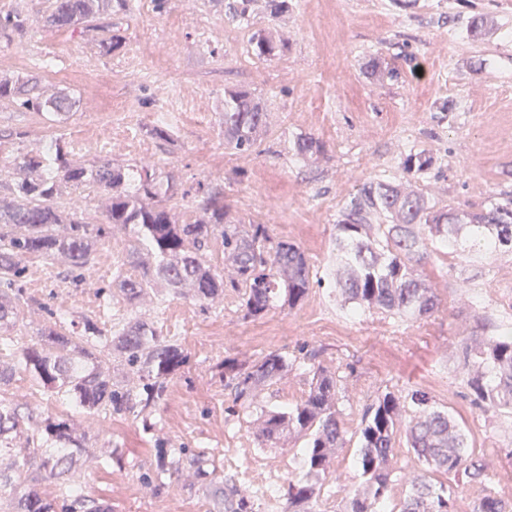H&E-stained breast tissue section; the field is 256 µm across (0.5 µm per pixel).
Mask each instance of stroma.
Returning a JSON list of instances; mask_svg holds the SVG:
<instances>
[{"label": "stroma", "instance_id": "35a3bbf8", "mask_svg": "<svg viewBox=\"0 0 512 512\" xmlns=\"http://www.w3.org/2000/svg\"><path fill=\"white\" fill-rule=\"evenodd\" d=\"M233 0H132L74 30L43 26L52 0H0V16L29 19L24 36L0 33V76L30 81L43 96L69 98L59 114L0 102V162L57 141L71 159L152 162L184 191L204 180L221 188L232 212L296 243L315 273L329 259L344 203L365 182L403 175L409 152L432 159L411 185L465 211L512 196V0H288L273 19H233ZM492 19L490 33L470 21ZM264 30L281 48L253 56ZM118 39L115 49L106 41ZM249 92L271 119L257 153L224 148L219 124L228 89ZM169 137L152 136L156 113ZM323 153L294 155L299 135ZM123 233L98 241L86 284H72L67 263L38 257L21 286L37 301L13 331L35 344L49 313L81 316L110 304L116 318L157 321L187 356L144 428L135 415H89L18 376L0 399L42 415L68 417L88 448L74 478L112 512H224L222 488L249 495L248 512H286L285 489L300 473L305 440L260 447L250 418L224 385V362L250 364L278 350L295 357L267 385L264 405L285 408L308 390L312 366L341 376L337 406L355 432L365 405L386 390H421L468 431L485 465V484L512 501V414L473 406L463 381L462 350L484 322L512 327V252L481 265L429 259L425 271L439 299L431 315L404 322L371 311L347 318L329 283H312L297 306L244 318L234 291L199 303L147 292L130 306L109 295L125 260ZM357 445L348 440L317 504L336 512L343 488L358 483ZM180 469L169 466L172 457ZM203 459L198 475L195 459Z\"/></svg>", "mask_w": 512, "mask_h": 512}]
</instances>
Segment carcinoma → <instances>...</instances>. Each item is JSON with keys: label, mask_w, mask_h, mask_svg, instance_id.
Returning <instances> with one entry per match:
<instances>
[{"label": "carcinoma", "mask_w": 512, "mask_h": 512, "mask_svg": "<svg viewBox=\"0 0 512 512\" xmlns=\"http://www.w3.org/2000/svg\"><path fill=\"white\" fill-rule=\"evenodd\" d=\"M112 8V0H53L43 25L75 29ZM28 18L20 13L0 19V30L22 34ZM251 45L254 55L269 59L276 46L263 31ZM19 81L0 78V99L20 102L38 112L61 111V98H21ZM224 148L236 154L256 151L269 130L270 114L246 91L224 92ZM323 143L302 135L294 142L295 155L308 159L323 152ZM423 152L409 153L403 172L429 169ZM16 166L28 177L8 184L11 199H0V393L15 374L26 375L36 386L64 396L93 413L134 412L148 415L165 394L166 380L187 363L181 347L163 337L157 323L140 318L106 325L83 315L80 321L60 315L41 332L40 343L25 345L12 336L28 304L18 279L24 260L39 254L67 261L73 279L83 280L98 240L117 229L126 237L128 256L141 262L138 276L113 281L118 296L138 303L147 288L173 294L192 291L191 298L212 302L233 289L248 317L277 308L296 306L307 296L316 274L304 251L295 243L275 238L264 224H244L224 206V195L199 181L195 207L199 217L180 221L172 202V184L158 179L155 169L120 165L109 160L79 163L68 158L54 141ZM95 188L104 197L105 222L89 224L66 210L63 189ZM332 273L336 293L347 315L382 310L399 319L432 313L438 295L421 268L433 254L479 263L501 251L512 252V200L491 201L478 213H460L450 205L431 201L422 191L403 183L370 181L347 201L335 224ZM120 358L137 385L123 392L113 388L112 359ZM295 360L271 351L247 367L224 362L225 386L235 401L250 408L261 387L282 378ZM464 381L472 404L484 410L512 411V332L492 330L473 336L465 350ZM340 379L328 370H313L304 399L286 409H260L256 438L263 448H275L287 435L306 439L300 476L288 482V512H314L330 476L335 452L346 443V430L337 408ZM409 417L400 430L403 417ZM24 429L26 444L17 449L21 466L49 473L59 480L60 496L84 505L82 488L71 471L82 442L70 419L21 414L0 400V447L11 434ZM356 470L361 483L346 490L338 512H455L454 488L479 487L472 512H506L502 500L481 487L484 470L470 448L469 436L454 416L431 404L425 393L410 398L387 391L375 396L362 413L355 431ZM418 460L447 482L436 485L424 474L408 481L400 508L390 507L394 469L391 461L400 440ZM0 512H55L53 504L34 487L16 483L0 471Z\"/></svg>", "instance_id": "cac0c4a2"}]
</instances>
